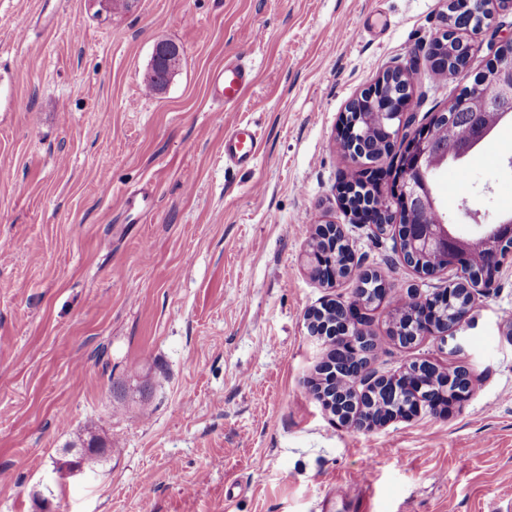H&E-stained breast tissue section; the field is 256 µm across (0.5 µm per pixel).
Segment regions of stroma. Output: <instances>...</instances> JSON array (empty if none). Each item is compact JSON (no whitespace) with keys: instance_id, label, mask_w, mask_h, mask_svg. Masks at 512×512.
<instances>
[{"instance_id":"35a3bbf8","label":"stroma","mask_w":512,"mask_h":512,"mask_svg":"<svg viewBox=\"0 0 512 512\" xmlns=\"http://www.w3.org/2000/svg\"><path fill=\"white\" fill-rule=\"evenodd\" d=\"M420 73L417 124L485 71ZM448 0H0V512H496L512 502V259L457 328L403 346L392 306L367 308L376 374L424 360L473 371L469 398L368 431L340 425L308 382L331 348L308 310L353 302L306 263L315 225L340 224L354 266L400 293L456 281L407 265L397 227L354 223L339 146L348 103L390 65L423 59ZM182 50L166 88L143 76ZM255 82L216 118L211 73ZM256 126L251 166L224 164V128ZM512 125L442 171L435 192L486 223L512 211ZM111 194H102L103 185ZM148 189L137 223L123 197ZM147 408H140V401ZM96 475L58 471L88 433Z\"/></svg>"}]
</instances>
